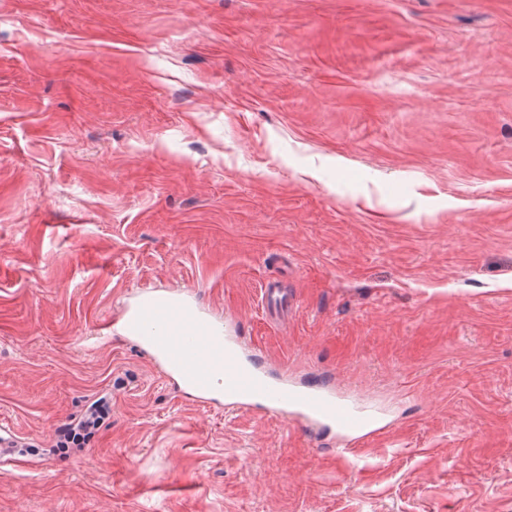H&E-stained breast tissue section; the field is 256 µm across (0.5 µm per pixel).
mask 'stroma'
<instances>
[{"label":"stroma","mask_w":512,"mask_h":512,"mask_svg":"<svg viewBox=\"0 0 512 512\" xmlns=\"http://www.w3.org/2000/svg\"><path fill=\"white\" fill-rule=\"evenodd\" d=\"M142 290L389 432L178 391ZM1 425L0 512H512V0H0ZM273 305V318L278 319L279 314L288 312L291 309V299H284V295H280L276 286L268 283L266 288H262L261 305L262 307ZM111 412V405L105 398L91 402L79 417L58 429L49 447L53 451L83 450L98 435Z\"/></svg>","instance_id":"stroma-1"}]
</instances>
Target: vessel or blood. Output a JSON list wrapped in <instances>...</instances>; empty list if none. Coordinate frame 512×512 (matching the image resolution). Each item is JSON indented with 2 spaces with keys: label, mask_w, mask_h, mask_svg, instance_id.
I'll return each instance as SVG.
<instances>
[{
  "label": "vessel or blood",
  "mask_w": 512,
  "mask_h": 512,
  "mask_svg": "<svg viewBox=\"0 0 512 512\" xmlns=\"http://www.w3.org/2000/svg\"><path fill=\"white\" fill-rule=\"evenodd\" d=\"M138 314L147 332L142 342L157 350L163 373L191 386L201 401L223 393L227 408H260L282 416L291 427L334 433L344 449L366 447L389 428L378 412L326 385L269 379L235 337L217 333L205 312L190 309L182 299L159 304L141 294Z\"/></svg>",
  "instance_id": "obj_1"
}]
</instances>
